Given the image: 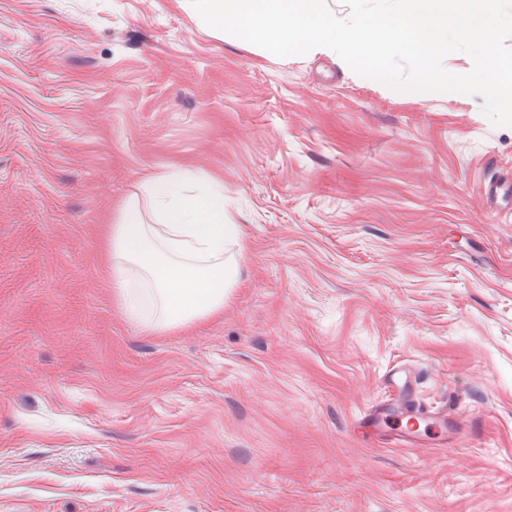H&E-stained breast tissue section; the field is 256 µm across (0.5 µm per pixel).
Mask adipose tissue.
<instances>
[{"label": "adipose tissue", "instance_id": "adipose-tissue-1", "mask_svg": "<svg viewBox=\"0 0 512 512\" xmlns=\"http://www.w3.org/2000/svg\"><path fill=\"white\" fill-rule=\"evenodd\" d=\"M223 183L175 168L145 180L107 227L112 293L125 316L167 330L221 311L238 281Z\"/></svg>", "mask_w": 512, "mask_h": 512}]
</instances>
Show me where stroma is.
I'll return each instance as SVG.
<instances>
[{
    "label": "stroma",
    "mask_w": 512,
    "mask_h": 512,
    "mask_svg": "<svg viewBox=\"0 0 512 512\" xmlns=\"http://www.w3.org/2000/svg\"><path fill=\"white\" fill-rule=\"evenodd\" d=\"M180 0H0V512H512V126ZM224 182L240 277L174 330L114 300L148 177ZM454 425L385 438L384 375Z\"/></svg>",
    "instance_id": "stroma-1"
}]
</instances>
